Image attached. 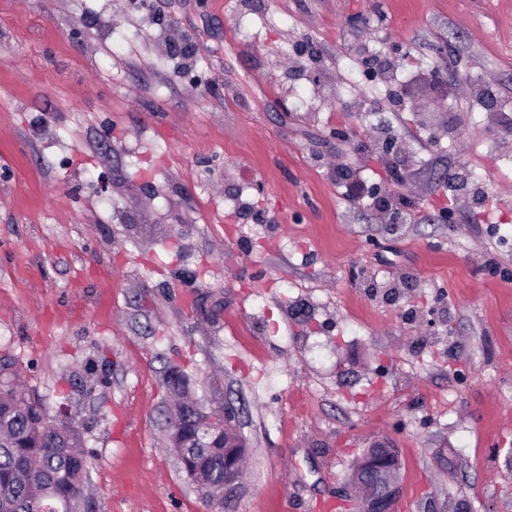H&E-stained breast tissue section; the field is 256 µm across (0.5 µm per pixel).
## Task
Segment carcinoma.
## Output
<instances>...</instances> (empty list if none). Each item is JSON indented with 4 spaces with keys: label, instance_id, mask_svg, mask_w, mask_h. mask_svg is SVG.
<instances>
[{
    "label": "carcinoma",
    "instance_id": "cac0c4a2",
    "mask_svg": "<svg viewBox=\"0 0 512 512\" xmlns=\"http://www.w3.org/2000/svg\"><path fill=\"white\" fill-rule=\"evenodd\" d=\"M9 365L0 363V512H98L87 491L91 459L84 440L66 422L53 424L46 408L27 400L8 379ZM170 392L176 397L169 417L173 450L185 478L217 498L211 512H224V431L221 414L199 415L190 375L178 365L168 368Z\"/></svg>",
    "mask_w": 512,
    "mask_h": 512
}]
</instances>
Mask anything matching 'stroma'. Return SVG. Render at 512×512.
<instances>
[{"label": "stroma", "mask_w": 512, "mask_h": 512, "mask_svg": "<svg viewBox=\"0 0 512 512\" xmlns=\"http://www.w3.org/2000/svg\"><path fill=\"white\" fill-rule=\"evenodd\" d=\"M479 83L512 101V0H0V360L67 402L100 512H208L175 363L238 411L234 512H341L374 445L397 512H512V133Z\"/></svg>", "instance_id": "stroma-1"}]
</instances>
